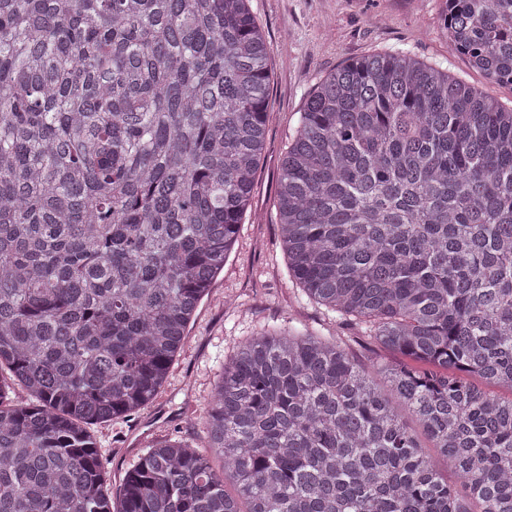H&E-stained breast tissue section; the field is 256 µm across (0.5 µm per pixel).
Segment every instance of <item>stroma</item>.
Wrapping results in <instances>:
<instances>
[{
  "mask_svg": "<svg viewBox=\"0 0 512 512\" xmlns=\"http://www.w3.org/2000/svg\"><path fill=\"white\" fill-rule=\"evenodd\" d=\"M444 7L445 0H252L270 50L271 80L266 145L251 206L156 401L129 419L92 427L113 481L157 437L195 442L188 421L203 413L220 365L238 342L267 325L324 323L321 309L295 299L275 210L282 157L322 78L350 59L405 49L512 107L511 84L490 81L459 55L443 26Z\"/></svg>",
  "mask_w": 512,
  "mask_h": 512,
  "instance_id": "obj_1",
  "label": "stroma"
}]
</instances>
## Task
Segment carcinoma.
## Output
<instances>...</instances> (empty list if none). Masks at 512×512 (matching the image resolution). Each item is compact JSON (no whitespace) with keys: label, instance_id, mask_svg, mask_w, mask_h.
<instances>
[{"label":"carcinoma","instance_id":"cac0c4a2","mask_svg":"<svg viewBox=\"0 0 512 512\" xmlns=\"http://www.w3.org/2000/svg\"><path fill=\"white\" fill-rule=\"evenodd\" d=\"M443 23L512 84V0ZM268 60L250 0H0V512H512V397L469 381L512 387V108L404 51L317 83L277 221L336 329L437 370L382 362L387 394L339 336L269 328L200 447L158 438L111 484L89 426L156 400L224 269Z\"/></svg>","mask_w":512,"mask_h":512}]
</instances>
